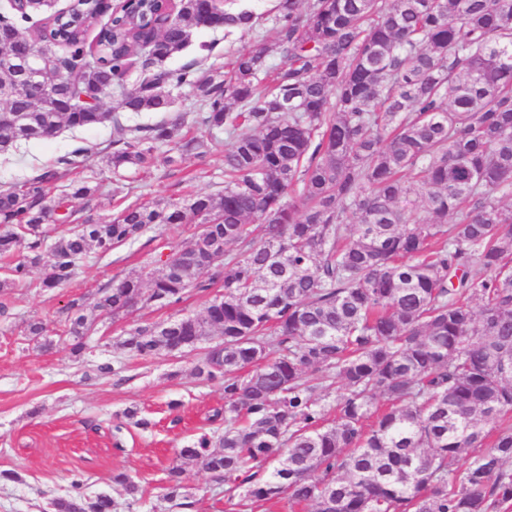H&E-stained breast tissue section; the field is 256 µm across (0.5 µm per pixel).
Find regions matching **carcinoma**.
I'll use <instances>...</instances> for the list:
<instances>
[{
	"label": "carcinoma",
	"mask_w": 512,
	"mask_h": 512,
	"mask_svg": "<svg viewBox=\"0 0 512 512\" xmlns=\"http://www.w3.org/2000/svg\"><path fill=\"white\" fill-rule=\"evenodd\" d=\"M277 0L278 39H258L226 72L158 68L122 93L128 114L166 112L170 86H191L195 123L224 130V192L128 206L110 221L49 242L71 217L48 199L57 166L0 190V294L49 250L37 287L70 283L91 253L105 255L162 225H203L191 245L112 281L96 308L171 307L194 291L201 315L130 329L136 357L205 345L195 372L224 385V431L178 449L163 499L192 506V463L239 507L290 512H512V0ZM137 0L86 42L95 0H81L38 36L70 112L31 96L0 115V154L64 128L113 124L115 174L149 169L160 144L176 165L205 140L179 115L126 129L81 97L105 87L141 50L161 62L196 29L256 28L239 0H178L160 21ZM277 53L284 66L275 68ZM417 203L410 205V196ZM456 222L448 223V216ZM240 249L231 254L227 246ZM224 292L211 294L215 287ZM67 333L80 354L95 319L74 300ZM336 387L329 400L320 389ZM113 482L141 505L127 473ZM51 502L53 512H113L106 494Z\"/></svg>",
	"instance_id": "cac0c4a2"
}]
</instances>
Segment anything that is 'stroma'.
<instances>
[{
	"label": "stroma",
	"instance_id": "35a3bbf8",
	"mask_svg": "<svg viewBox=\"0 0 512 512\" xmlns=\"http://www.w3.org/2000/svg\"><path fill=\"white\" fill-rule=\"evenodd\" d=\"M258 37L275 43L274 23L265 19L253 34L198 30L191 45L163 66L176 73L223 67ZM114 136L106 123L21 143L16 151L0 155V188L31 179L79 147L87 153L69 177L92 180L100 189L93 196L69 200L76 224L110 219L128 202L214 194L224 186V147L229 139L220 131L219 147L184 155L177 167L165 164L167 150L162 147L149 172L125 169L122 180L129 194L115 197L114 175L105 162ZM198 230L195 224L152 229L109 256L88 258L70 285L52 292L35 288L43 273L39 267L31 271V287L11 289L8 309L0 314V471H14L18 478H0V512H51V500L73 494L76 481L84 495H109L116 512H127V497L113 482L120 472L135 477L144 491L139 512H174L162 498L167 469L177 448L201 434L223 430V421L213 418L224 406L223 385L194 375L201 350L132 358L120 341L126 330L139 324L203 313L206 299L191 292L176 306L135 308L116 319L97 315L95 303L112 280L167 253L168 242L188 245ZM74 299L82 300L86 314L97 317L89 348L79 357L72 355L66 335V307ZM34 319L47 325V336L29 334L26 325ZM102 362L113 365V373L99 374L96 366ZM129 408L148 419L149 427L127 420L124 412ZM183 479L193 494L189 512H228L224 489L209 474L189 464Z\"/></svg>",
	"mask_w": 512,
	"mask_h": 512
}]
</instances>
